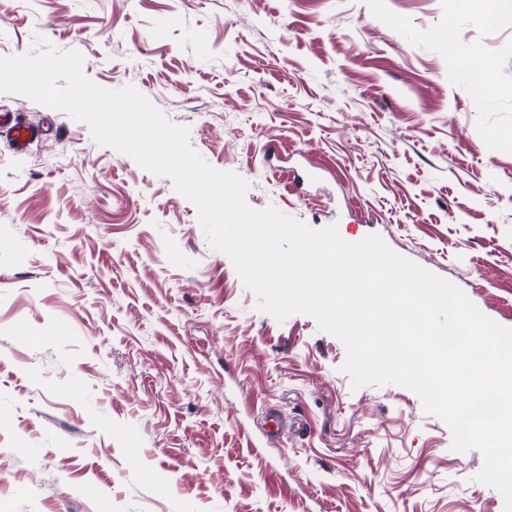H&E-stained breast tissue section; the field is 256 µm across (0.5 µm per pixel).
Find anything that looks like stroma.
<instances>
[{"label":"stroma","mask_w":512,"mask_h":512,"mask_svg":"<svg viewBox=\"0 0 512 512\" xmlns=\"http://www.w3.org/2000/svg\"><path fill=\"white\" fill-rule=\"evenodd\" d=\"M41 37L188 126L251 208L379 235L512 328V28L455 0H0V56ZM0 110L51 130L0 138V512H504L417 394L353 388L338 338L259 310L170 179ZM448 58L452 61L468 59L473 61L474 78L471 84L472 89L478 93H485L495 90L492 67L487 62L476 65L478 54L475 50H465L452 40H448Z\"/></svg>","instance_id":"obj_1"}]
</instances>
